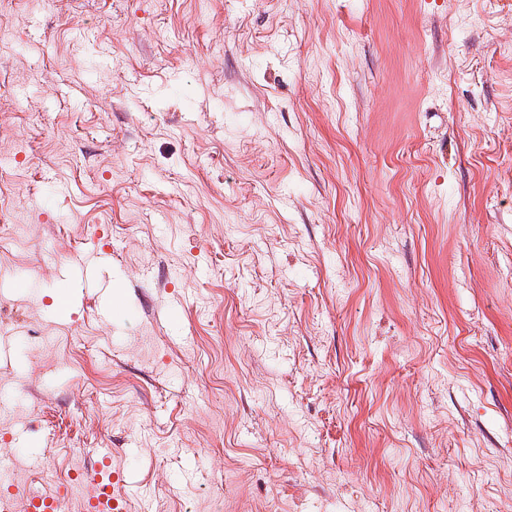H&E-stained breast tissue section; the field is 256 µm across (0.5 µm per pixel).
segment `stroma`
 Listing matches in <instances>:
<instances>
[{
    "mask_svg": "<svg viewBox=\"0 0 512 512\" xmlns=\"http://www.w3.org/2000/svg\"><path fill=\"white\" fill-rule=\"evenodd\" d=\"M0 30L32 491L105 454L128 512H512V0H0Z\"/></svg>",
    "mask_w": 512,
    "mask_h": 512,
    "instance_id": "1",
    "label": "stroma"
}]
</instances>
